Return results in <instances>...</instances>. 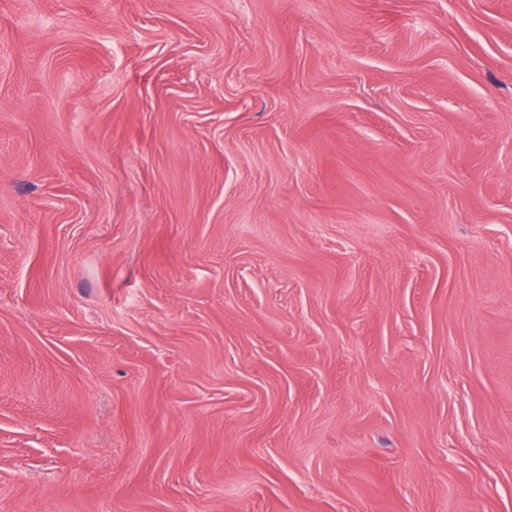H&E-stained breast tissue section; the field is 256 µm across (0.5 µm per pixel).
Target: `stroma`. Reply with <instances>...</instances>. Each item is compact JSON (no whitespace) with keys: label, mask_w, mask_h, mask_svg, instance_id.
Masks as SVG:
<instances>
[{"label":"stroma","mask_w":512,"mask_h":512,"mask_svg":"<svg viewBox=\"0 0 512 512\" xmlns=\"http://www.w3.org/2000/svg\"><path fill=\"white\" fill-rule=\"evenodd\" d=\"M0 512H512V0H0Z\"/></svg>","instance_id":"obj_1"}]
</instances>
